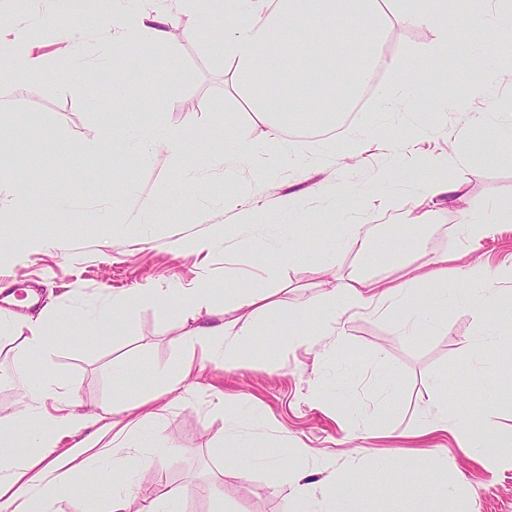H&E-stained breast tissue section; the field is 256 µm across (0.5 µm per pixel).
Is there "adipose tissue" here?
<instances>
[{
    "label": "adipose tissue",
    "instance_id": "ef3b65f1",
    "mask_svg": "<svg viewBox=\"0 0 512 512\" xmlns=\"http://www.w3.org/2000/svg\"><path fill=\"white\" fill-rule=\"evenodd\" d=\"M59 2L68 12L91 15L95 29L105 37L106 48L122 50L125 66L113 70L114 86L123 85L132 72L145 79H156V72L144 67L140 49L147 41L156 45L167 43L175 22L172 12L153 7L152 0H140L141 7L135 20L128 23L114 13L112 0ZM45 67L46 57L34 39L31 28L0 17V78L21 84L43 72ZM141 115V110H134L127 123L128 131L139 139L138 148L131 150L128 155L129 161L135 166L142 164L158 148L163 147L177 154L188 142L199 149L207 147L212 137L208 131L196 132L191 137L182 130L160 131L155 126L143 124ZM465 138V133L457 134V147L451 148L447 155L437 157L436 174L420 184L412 205L413 223H420V209L431 212L450 210L460 201L459 186L442 178L441 173L470 167L472 154L460 146ZM452 295L453 291L448 286V256L444 253L410 268L404 279L386 280L357 273L340 279L336 286L320 294L315 301L304 304L303 314L318 315L320 330L298 336L295 342L300 346H311L316 343L318 336L340 334L344 315L370 309L377 303L415 306L435 315L447 310ZM265 300L264 294L252 289L235 291L230 296L231 303L238 309H250L251 319L240 323H216L212 320L217 313L212 289L197 286L162 291L144 287L128 295L113 296L111 305L77 313L76 318L85 327L112 336L121 330L118 308L144 303H170L181 313L198 320L186 341L188 349H200L202 360L220 362L231 369L246 358L245 347L256 334L253 319L266 310ZM8 377L19 383L23 399L15 412L0 416V512H60V504L70 489L71 477L82 469L87 460L102 457L112 460L111 466L103 474L104 480L112 486L106 512H162V503L174 502L181 496V488L171 486L165 490L163 499H135L134 491L140 479L152 474L158 467L157 462L147 459L142 461L138 471H129L121 458L113 456L109 443L104 442L102 437L84 440L66 451H58V434L63 431H83L92 424V416L79 412V401L74 390H60L51 377L33 380L22 367L13 369ZM50 399L59 403V415L43 413V405ZM437 432L452 433L465 443L485 449V460L489 466L505 464L512 467V437L489 432L474 436L468 418L449 416L448 390L444 387L429 396L417 428L421 436ZM20 441L38 448V455L27 459L16 457L14 448ZM134 501L139 504L135 511L130 508Z\"/></svg>",
    "mask_w": 512,
    "mask_h": 512
}]
</instances>
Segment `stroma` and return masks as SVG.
<instances>
[{"label":"stroma","instance_id":"stroma-1","mask_svg":"<svg viewBox=\"0 0 512 512\" xmlns=\"http://www.w3.org/2000/svg\"><path fill=\"white\" fill-rule=\"evenodd\" d=\"M0 14L34 28L47 56L42 75L22 86L0 84V96L12 111L0 112V180L16 192L63 199L64 208L17 213L0 226V281L18 291L35 290L38 306L51 318L49 357L21 355L23 337L0 336V369L25 365L32 376L51 374L74 387L82 411L110 423L103 407L138 404L147 426L170 437L172 446L124 448L129 468L141 459H161L153 479L137 488L141 498L160 496L165 487H181L183 497L171 512H292L291 480L299 477L316 488L317 507L341 512L335 490L354 481L362 512H437L439 503L423 495L430 478L446 476L462 497L482 512H512V469H486L476 449L449 433L427 439L413 432L422 409L439 385H447L449 412L470 418L475 432L512 434V386L499 376L512 369V355L480 333L481 322L494 323L505 313L488 304L475 319L466 299L484 290L491 299L512 290L511 278H494L484 287L468 282L463 271L479 259L491 269L512 266V226L493 227L481 241L467 244L456 225L459 214L441 211L428 227L409 228L404 207L418 182L431 172L410 154V139L423 149L447 152L460 130L482 153L493 150L491 128L474 125V112L512 114V75L502 74L479 96L472 80H440L426 53L434 35L427 26L394 24L386 52H398L408 71L420 73L419 91L432 108L408 109L369 140L366 161L357 167L333 163L337 136L293 142L292 159L276 167L260 159L238 164L233 179L223 166H199L192 151L176 157L155 153L131 168L127 152L126 114L140 102H157L154 118L179 129L252 128L266 125L250 98L233 79V66L211 43L185 37L195 17L180 12L165 47L146 48V64L160 75L149 82L129 75L125 90L115 89L110 72L119 59L112 53L98 68L73 72L56 54L58 28L87 30V17L50 11L47 0H0ZM111 129L108 151L99 148L103 129ZM195 179L197 189L184 184ZM463 207L481 208L512 202V164L482 159L456 169ZM370 193L394 197L390 211L364 206ZM297 196L294 211L280 202ZM236 197L249 215L240 224L225 210V197ZM154 210L149 222H136L144 201ZM224 228V239L205 249L188 248V240L206 235L200 211ZM365 224L364 250L336 248L331 240L345 224ZM307 235L308 252L288 260L281 227ZM409 255H401L405 240ZM450 256V278L462 298L449 307L445 324L424 321L416 335L401 325L409 309L387 307L346 319L341 335L312 347L290 338L300 328L293 309L332 288L353 273L401 274L402 258L421 262L422 251ZM174 288L203 285L215 289L257 288L270 293L272 306L262 315L249 347V359L235 369L212 363L193 369L184 393H170L162 375L187 356L185 338L195 323L173 308L142 305L126 310L121 333H76L62 313L106 302L109 293L144 286ZM125 365L122 386H115L113 362ZM375 414L371 429L347 436L350 405ZM252 443L250 455L236 454L234 439ZM300 445L329 461L280 463L278 470L258 464L269 448ZM112 494L98 464L91 463L71 480L63 512H105Z\"/></svg>","mask_w":512,"mask_h":512}]
</instances>
